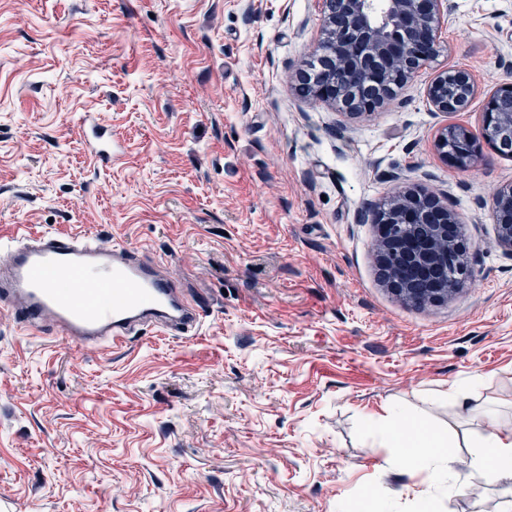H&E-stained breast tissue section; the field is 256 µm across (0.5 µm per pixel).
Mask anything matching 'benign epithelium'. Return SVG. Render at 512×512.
Masks as SVG:
<instances>
[{
	"mask_svg": "<svg viewBox=\"0 0 512 512\" xmlns=\"http://www.w3.org/2000/svg\"><path fill=\"white\" fill-rule=\"evenodd\" d=\"M323 39L317 50L325 66L300 69L299 92L356 117L372 115L396 89L438 52V34L448 15L446 0H321ZM376 93L353 104L345 101L341 76ZM475 91L471 75L449 67L427 89L435 111L461 112ZM512 155V83L489 96L482 127L449 123L437 130L434 147L457 167H471L482 143ZM498 245L512 254V184L490 201ZM379 226L374 249L382 286L414 306L444 302L473 277L465 228L456 214L423 188L395 193L375 210Z\"/></svg>",
	"mask_w": 512,
	"mask_h": 512,
	"instance_id": "7a95c632",
	"label": "benign epithelium"
}]
</instances>
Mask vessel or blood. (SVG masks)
Listing matches in <instances>:
<instances>
[{
  "mask_svg": "<svg viewBox=\"0 0 512 512\" xmlns=\"http://www.w3.org/2000/svg\"><path fill=\"white\" fill-rule=\"evenodd\" d=\"M83 144L97 165L122 146L111 127L85 115ZM0 312L23 330L51 328L65 345L108 350L150 325L193 335L199 304L137 249L76 232H28L0 242Z\"/></svg>",
  "mask_w": 512,
  "mask_h": 512,
  "instance_id": "b4317fda",
  "label": "vessel or blood"
}]
</instances>
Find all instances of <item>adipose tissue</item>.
<instances>
[{
    "label": "adipose tissue",
    "mask_w": 512,
    "mask_h": 512,
    "mask_svg": "<svg viewBox=\"0 0 512 512\" xmlns=\"http://www.w3.org/2000/svg\"><path fill=\"white\" fill-rule=\"evenodd\" d=\"M402 410H390L382 418H370L366 426L381 445L394 449L396 455L414 470H425L432 483L455 495L473 493V485L457 482L460 465L478 472L483 484L494 485L512 479V431H503L491 423L475 443L468 462H461L448 439L447 429L438 427L409 433L402 429Z\"/></svg>",
    "instance_id": "ef3b65f1"
}]
</instances>
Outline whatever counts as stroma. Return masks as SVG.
<instances>
[{"label": "stroma", "mask_w": 512, "mask_h": 512, "mask_svg": "<svg viewBox=\"0 0 512 512\" xmlns=\"http://www.w3.org/2000/svg\"><path fill=\"white\" fill-rule=\"evenodd\" d=\"M437 55L368 117L303 99L320 0H0V236L91 232L168 259L202 305L195 336L146 329L109 351L0 315V512H503L512 482L444 494L375 446L366 416L450 427L459 455L512 430V256L489 203L512 157L461 170L437 129H479L512 83V0H448ZM470 72L465 111L427 98ZM127 153L102 168L83 114ZM467 227L473 278L431 306L377 275L368 220L397 188ZM454 86L459 93L452 95L448 88ZM464 90L465 100L460 96ZM475 91V84L471 75L462 69L449 67L436 75L427 89L428 100L435 111L443 114L461 112L469 98Z\"/></svg>", "instance_id": "1"}]
</instances>
